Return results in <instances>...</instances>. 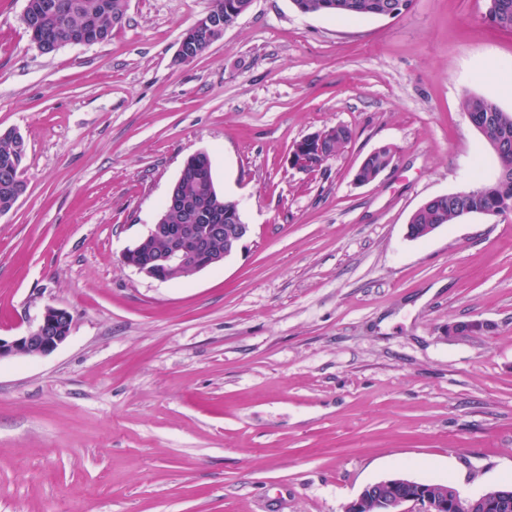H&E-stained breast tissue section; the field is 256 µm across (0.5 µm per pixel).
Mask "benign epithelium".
<instances>
[{
  "label": "benign epithelium",
  "mask_w": 512,
  "mask_h": 512,
  "mask_svg": "<svg viewBox=\"0 0 512 512\" xmlns=\"http://www.w3.org/2000/svg\"><path fill=\"white\" fill-rule=\"evenodd\" d=\"M223 31L222 22L207 14L184 30L178 41L176 60L186 63L190 48L202 36ZM325 133L317 132L297 142L290 154L293 168L309 171L324 163ZM227 224H161L150 226L148 233L122 255V263L145 276L161 281L188 279L221 264L248 236L250 227L239 222V210L224 213ZM73 315L64 308L48 306L38 323L11 339L0 337V359L12 356L40 357L63 344L70 335ZM404 485L413 494L401 497L393 488ZM498 498L481 494L470 497L456 489L453 495L438 497L421 482L396 477L371 484L345 507V512H492Z\"/></svg>",
  "instance_id": "benign-epithelium-1"
}]
</instances>
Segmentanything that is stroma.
Here are the masks:
<instances>
[{
	"mask_svg": "<svg viewBox=\"0 0 512 512\" xmlns=\"http://www.w3.org/2000/svg\"><path fill=\"white\" fill-rule=\"evenodd\" d=\"M24 7L0 0V134L27 146L0 337L48 305L74 320L52 353L0 360V512H343L394 476L512 485V212L408 235L498 171L462 108L512 113V30L487 0L350 18L252 0L189 63L178 39L212 0H128L111 40L52 53ZM336 126L344 148L290 166ZM384 145L392 165L358 183ZM199 152L249 235L183 281L123 265ZM325 133L317 132L297 142L290 154L293 168L309 171L322 165L331 155L324 150Z\"/></svg>",
	"mask_w": 512,
	"mask_h": 512,
	"instance_id": "1",
	"label": "stroma"
}]
</instances>
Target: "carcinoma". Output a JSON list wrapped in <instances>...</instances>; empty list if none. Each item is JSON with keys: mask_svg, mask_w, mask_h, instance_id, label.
<instances>
[{"mask_svg": "<svg viewBox=\"0 0 512 512\" xmlns=\"http://www.w3.org/2000/svg\"><path fill=\"white\" fill-rule=\"evenodd\" d=\"M45 0H31L32 10L26 32L32 41L42 40L46 52H54L68 45L77 31L87 27L101 32L105 39L121 27L126 18L127 0H56L64 6L57 14L40 9ZM233 0H213L210 12L224 20L228 28L238 16L231 11ZM400 0H293L302 13L322 12L338 17L381 16L391 11ZM484 20L502 29H512V0H487ZM463 107L477 129L492 128L496 132L497 159L502 178L493 179L470 192L448 194L429 200L426 208L412 214L409 220L411 234L417 235L427 224H448L451 213L468 209L473 213L512 211V114L501 110L489 99L468 96ZM26 144L11 135H0V213L12 209L15 188L24 183L22 171L26 158ZM394 156L388 147L374 154L365 164L362 176L375 177ZM211 161L199 153L190 158L186 178L171 188L176 206L170 211L169 224H222L224 212L234 201L215 191Z\"/></svg>", "mask_w": 512, "mask_h": 512, "instance_id": "carcinoma-1", "label": "carcinoma"}]
</instances>
